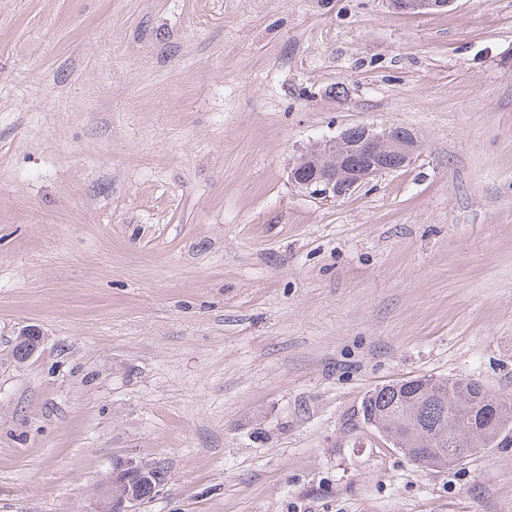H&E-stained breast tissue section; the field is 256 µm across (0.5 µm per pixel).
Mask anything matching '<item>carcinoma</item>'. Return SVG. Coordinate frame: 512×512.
Returning <instances> with one entry per match:
<instances>
[{
    "mask_svg": "<svg viewBox=\"0 0 512 512\" xmlns=\"http://www.w3.org/2000/svg\"><path fill=\"white\" fill-rule=\"evenodd\" d=\"M360 412L398 449L427 448L433 435L447 437V445L422 462L425 467H446L488 447L503 430L512 431V402L465 378L421 376L383 385L365 395Z\"/></svg>",
    "mask_w": 512,
    "mask_h": 512,
    "instance_id": "obj_1",
    "label": "carcinoma"
}]
</instances>
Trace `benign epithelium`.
Listing matches in <instances>:
<instances>
[{
	"label": "benign epithelium",
	"instance_id": "benign-epithelium-1",
	"mask_svg": "<svg viewBox=\"0 0 512 512\" xmlns=\"http://www.w3.org/2000/svg\"><path fill=\"white\" fill-rule=\"evenodd\" d=\"M402 10L419 12L448 7L453 0H392ZM417 147L410 130L395 128L376 132L369 127L349 128L336 137L314 142L290 169V180L315 198H339L353 193L370 178L410 165ZM42 344L35 328L20 332L17 348L33 356ZM143 460L129 459L116 464L101 483L93 512H139L143 499L136 485L150 479Z\"/></svg>",
	"mask_w": 512,
	"mask_h": 512
}]
</instances>
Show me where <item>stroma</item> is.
Wrapping results in <instances>:
<instances>
[{
    "label": "stroma",
    "mask_w": 512,
    "mask_h": 512,
    "mask_svg": "<svg viewBox=\"0 0 512 512\" xmlns=\"http://www.w3.org/2000/svg\"><path fill=\"white\" fill-rule=\"evenodd\" d=\"M354 126L419 150L291 184ZM417 376L512 398V0H0V512H512L363 423ZM416 147V138L408 129L400 133L395 128L376 132L351 127L336 137L314 142L290 169V180L315 198L344 197L371 177L409 166ZM353 156H360L362 164L353 166ZM304 165L308 166L305 170ZM146 461L129 459L116 464L101 483L93 512H138L143 499L136 485L150 480Z\"/></svg>",
    "instance_id": "obj_1"
}]
</instances>
